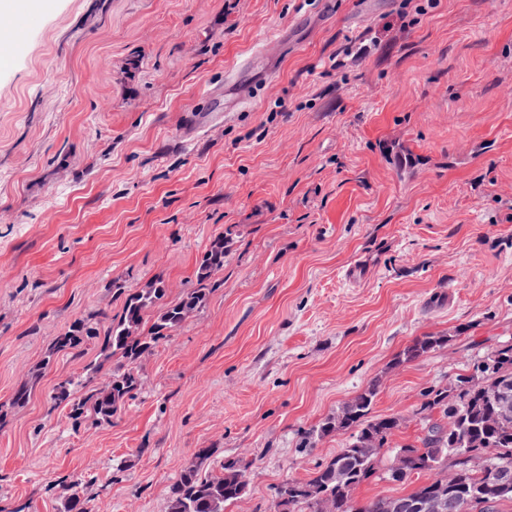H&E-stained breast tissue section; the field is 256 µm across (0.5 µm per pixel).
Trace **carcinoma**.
Segmentation results:
<instances>
[{
    "label": "carcinoma",
    "instance_id": "1",
    "mask_svg": "<svg viewBox=\"0 0 512 512\" xmlns=\"http://www.w3.org/2000/svg\"><path fill=\"white\" fill-rule=\"evenodd\" d=\"M226 253L224 237L214 238L200 261L197 286L177 301H166L164 283L153 280L126 296L119 320H111L106 328L101 330L87 320L75 321L55 339L52 351L77 350L92 341L99 348L100 361L86 365L80 378L58 382L52 396L54 402L69 406V417L76 422L89 413L99 419L112 418L138 389L137 360L202 306L211 280L224 269ZM152 308L158 309V314L145 332L144 317ZM447 341L446 336L418 339L396 357L395 364L409 362ZM114 358L120 364L98 380L105 363ZM487 363L498 381L512 385V344L487 353L473 364L472 372H480ZM376 392V384L369 385L318 426L319 435L348 430L350 440L309 478L288 479L274 487V512H320L322 495L337 501L339 512H388L386 506L391 497L377 495L359 506L353 491L375 472L384 454L401 451L408 452L409 457L405 473L398 478L400 482L449 466L456 469L458 476L447 493L475 501L477 512H498L500 505L512 503V482L498 483V473H512V418H497L494 399L469 388L452 397L446 388L431 389L426 392L428 400L422 403L420 413L437 409L446 419L452 412L454 425L446 429L441 423L432 422L420 445L395 448L391 446V436L399 428L395 418L368 419ZM364 448L371 452L363 453ZM210 454L209 448L198 449L194 460L171 484L169 512H227V507L245 494L247 482L241 460L228 457L219 471L206 473L202 465ZM338 468L347 472V482L336 480Z\"/></svg>",
    "mask_w": 512,
    "mask_h": 512
}]
</instances>
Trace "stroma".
Instances as JSON below:
<instances>
[{"label": "stroma", "mask_w": 512, "mask_h": 512, "mask_svg": "<svg viewBox=\"0 0 512 512\" xmlns=\"http://www.w3.org/2000/svg\"><path fill=\"white\" fill-rule=\"evenodd\" d=\"M29 9L0 69V512H168L200 448L204 471L245 465L227 512H274L369 383L370 419L415 445L425 392L512 343V0ZM219 234L205 305L137 360L135 397L73 423L53 389L98 348L56 337L151 280L178 300ZM424 336L446 342L396 364ZM39 19V14L33 12H19L14 17V23L10 29L6 39L2 41V31L0 33V40L2 45L1 51V66H7L13 56L22 48L27 35L35 27Z\"/></svg>", "instance_id": "35a3bbf8"}]
</instances>
